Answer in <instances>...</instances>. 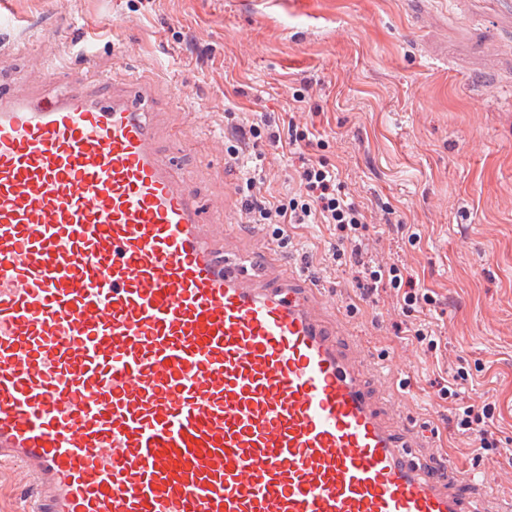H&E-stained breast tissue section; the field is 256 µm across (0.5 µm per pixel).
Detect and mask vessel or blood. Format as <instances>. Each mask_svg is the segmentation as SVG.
I'll use <instances>...</instances> for the list:
<instances>
[{
    "label": "vessel or blood",
    "instance_id": "b4317fda",
    "mask_svg": "<svg viewBox=\"0 0 512 512\" xmlns=\"http://www.w3.org/2000/svg\"><path fill=\"white\" fill-rule=\"evenodd\" d=\"M143 85L0 87V461L32 512H486L287 268L214 244Z\"/></svg>",
    "mask_w": 512,
    "mask_h": 512
}]
</instances>
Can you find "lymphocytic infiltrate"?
Listing matches in <instances>:
<instances>
[{
    "mask_svg": "<svg viewBox=\"0 0 512 512\" xmlns=\"http://www.w3.org/2000/svg\"><path fill=\"white\" fill-rule=\"evenodd\" d=\"M298 190L288 201H271L265 196L263 178L246 177L241 191L244 195L240 218L246 224L273 226L276 235H284L291 224H330L336 229L338 244L332 258L348 260L355 267L365 293L380 288L393 290L397 304L404 313H412L431 304L428 293L419 291L410 275L397 264H373L367 258L365 238L368 216L360 205L350 200L345 185L323 161L302 163L295 171ZM468 374L457 368L451 382L444 388L446 398L457 401V420L462 432L476 442L475 456L487 457L490 464L512 463V448L498 447L489 436L495 425L492 405L476 406L462 403V383Z\"/></svg>",
    "mask_w": 512,
    "mask_h": 512,
    "instance_id": "lymphocytic-infiltrate-1",
    "label": "lymphocytic infiltrate"
}]
</instances>
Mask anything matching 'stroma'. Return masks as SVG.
Returning a JSON list of instances; mask_svg holds the SVG:
<instances>
[{"instance_id": "35a3bbf8", "label": "stroma", "mask_w": 512, "mask_h": 512, "mask_svg": "<svg viewBox=\"0 0 512 512\" xmlns=\"http://www.w3.org/2000/svg\"><path fill=\"white\" fill-rule=\"evenodd\" d=\"M0 85L28 89L63 60L73 81L107 74L154 81L173 110L179 158L205 208L239 211L241 162L229 159L224 113L275 121L300 111L298 147L259 142L267 193L287 196L298 156L339 171L357 203L388 201L416 240L368 227L373 259L405 264L435 301L424 317L469 373L472 402L495 404L492 437L512 442V16L500 0H0ZM307 90L304 108L293 95ZM230 248L271 254L310 280L360 349L403 427L455 467L490 474L475 495L512 512V465L473 459L441 398L447 363L412 346L390 291L363 296L351 267L330 261L326 224L229 223ZM33 475L0 466V512H29Z\"/></svg>"}]
</instances>
